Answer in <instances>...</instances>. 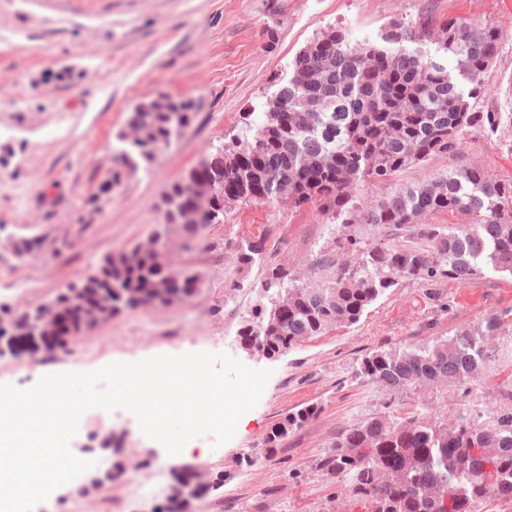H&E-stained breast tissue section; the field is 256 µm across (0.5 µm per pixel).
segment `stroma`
<instances>
[{"instance_id":"stroma-1","label":"stroma","mask_w":512,"mask_h":512,"mask_svg":"<svg viewBox=\"0 0 512 512\" xmlns=\"http://www.w3.org/2000/svg\"><path fill=\"white\" fill-rule=\"evenodd\" d=\"M429 16L481 19L496 25L501 48L488 76L481 111L512 113V0H0V316L49 302L78 283L108 253L146 242L161 222L165 186L210 151L240 134L243 117L261 108L275 80L286 77L296 53L317 33L345 29L355 41L380 43L391 22ZM168 95L191 100L195 119L151 171L127 173L107 196L101 183L120 163L116 136L133 107ZM463 165L512 181V127L470 132L459 151L440 154L373 183L361 204L382 199L393 185ZM340 223L316 210L284 204L231 205L207 234L216 251L181 248L171 233L173 265L198 270L196 296L174 310L124 309L65 351L0 358V384L26 389L44 375L93 371L108 362L157 355L225 352L248 367L271 370L246 426L204 459L170 456L125 410L95 407L79 421L72 453L93 463L76 485H64L35 512H153L172 494L184 466L202 471L213 490L188 512H367L365 502L341 495L315 463L343 430L383 413L489 414L512 387V332L491 341L497 354L485 378L460 390L421 387L387 402L375 385L353 379L366 352L451 335L492 311L512 308V275L484 271L461 285L443 282L442 301L407 282L388 290L348 327L311 338L273 359L249 356L237 331L261 304L269 266L309 278L316 254L330 252L337 268L352 253L334 247ZM34 240L24 259L10 247ZM261 239L265 252L241 265L238 247ZM448 310H441V303ZM309 405L317 416L290 430L275 451L263 442L287 415ZM149 490L142 498L134 486Z\"/></svg>"}]
</instances>
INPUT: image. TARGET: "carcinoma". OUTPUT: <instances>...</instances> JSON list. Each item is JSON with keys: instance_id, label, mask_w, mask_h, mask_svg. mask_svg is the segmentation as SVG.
<instances>
[{"instance_id": "carcinoma-1", "label": "carcinoma", "mask_w": 512, "mask_h": 512, "mask_svg": "<svg viewBox=\"0 0 512 512\" xmlns=\"http://www.w3.org/2000/svg\"><path fill=\"white\" fill-rule=\"evenodd\" d=\"M389 46L354 42L342 29L329 27L294 57L279 90L283 111L263 103L259 120L246 113L247 134L215 147L211 157L224 168L211 170L224 183V200L209 204L188 223L196 168L167 185L160 201L162 224L154 247L139 243L102 257L94 272L58 293L50 305L71 314L56 347L69 343L112 318L119 307L163 306L189 300L200 287L191 268L176 269L162 259L160 244L177 229L195 244L211 224L224 223V211L238 202L312 207L342 224H364L398 237L405 231L421 246L377 247L347 236L358 261L322 285L299 283L280 267L261 283L268 304L252 310L238 332L242 347L283 355L328 330L353 325L381 295L402 282L416 281L441 298L446 280L467 283L489 267L512 274V182L489 176L478 165L438 173L401 185L374 206L353 203L371 182L438 154L458 150L477 129L498 131L512 116L477 112L486 77L500 50L499 31L482 20L425 18L412 26L394 24ZM428 42L432 56L404 43ZM194 116L192 102L166 95L141 102L130 112L117 157L123 170L149 168L170 147ZM460 213L466 224H428L434 213ZM264 242L248 241L238 260L251 265ZM41 307L13 320L27 330L40 319ZM512 327V309L487 314L451 336L403 348L380 347L364 354L353 377L384 390L394 400L422 385L448 387L486 376L493 351L489 342ZM503 406L485 422L481 415L388 414L344 430L318 458L316 466L340 483L342 493L367 503L368 512H483L491 500L512 505V388L502 391ZM318 412L308 406L279 422L264 441L277 447L293 427Z\"/></svg>"}]
</instances>
